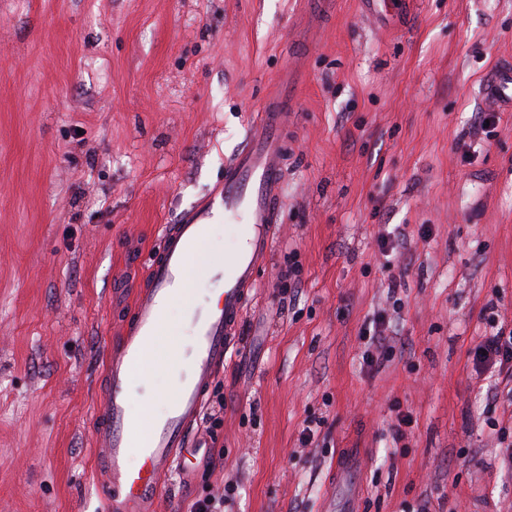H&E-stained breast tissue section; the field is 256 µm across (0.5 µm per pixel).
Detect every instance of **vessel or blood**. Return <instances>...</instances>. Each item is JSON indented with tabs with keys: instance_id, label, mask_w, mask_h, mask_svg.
<instances>
[{
	"instance_id": "b4317fda",
	"label": "vessel or blood",
	"mask_w": 512,
	"mask_h": 512,
	"mask_svg": "<svg viewBox=\"0 0 512 512\" xmlns=\"http://www.w3.org/2000/svg\"><path fill=\"white\" fill-rule=\"evenodd\" d=\"M284 111L262 115L260 133L224 168V177L174 223L162 225L160 243L132 297L131 315L108 349L105 383L93 415L96 459L104 471L97 488L110 512H158L189 435L198 423L205 393L223 367L245 303L256 286L261 260L273 240L284 184L281 127ZM244 224L245 242L223 266L211 267L217 292L190 308L192 331L176 363L175 394L147 435L129 413L133 371L143 362L167 308L185 293V270L211 225Z\"/></svg>"
}]
</instances>
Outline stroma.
<instances>
[{
  "mask_svg": "<svg viewBox=\"0 0 512 512\" xmlns=\"http://www.w3.org/2000/svg\"><path fill=\"white\" fill-rule=\"evenodd\" d=\"M386 8L0 0V512H105L92 415L128 314L112 292L136 288L283 80L273 251L205 397L220 425L198 423L160 512L208 494L224 512H512V379L473 361L489 319L512 326V112L475 122L512 59V0ZM386 225L405 241L389 269ZM243 232L214 225L197 264ZM210 286L168 312L157 402ZM392 308L366 361L360 331Z\"/></svg>",
  "mask_w": 512,
  "mask_h": 512,
  "instance_id": "obj_1",
  "label": "stroma"
}]
</instances>
